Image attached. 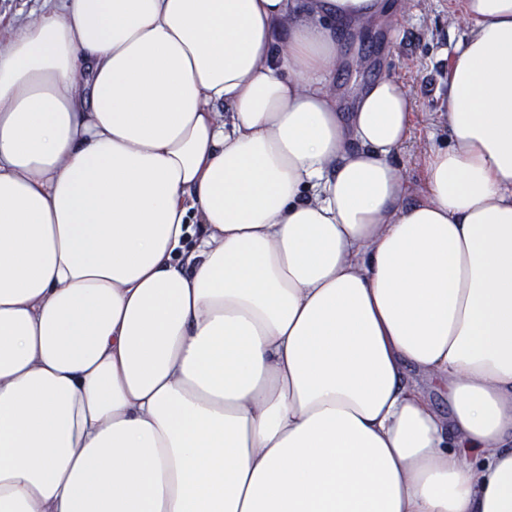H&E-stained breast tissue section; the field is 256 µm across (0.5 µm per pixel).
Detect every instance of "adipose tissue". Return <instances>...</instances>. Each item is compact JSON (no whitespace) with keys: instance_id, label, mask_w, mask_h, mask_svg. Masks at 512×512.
Returning a JSON list of instances; mask_svg holds the SVG:
<instances>
[{"instance_id":"obj_1","label":"adipose tissue","mask_w":512,"mask_h":512,"mask_svg":"<svg viewBox=\"0 0 512 512\" xmlns=\"http://www.w3.org/2000/svg\"><path fill=\"white\" fill-rule=\"evenodd\" d=\"M386 0H42L0 41V512H512V0L428 197ZM448 400L437 411L429 390Z\"/></svg>"}]
</instances>
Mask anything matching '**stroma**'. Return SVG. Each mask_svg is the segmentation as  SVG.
Returning a JSON list of instances; mask_svg holds the SVG:
<instances>
[{
    "mask_svg": "<svg viewBox=\"0 0 512 512\" xmlns=\"http://www.w3.org/2000/svg\"><path fill=\"white\" fill-rule=\"evenodd\" d=\"M471 29L460 0H391L384 15L355 27L340 50L332 85L345 105L353 104L362 84L380 75L399 78L409 93V138L396 156L408 203L428 196L425 157L433 141L448 137L442 117L448 75L455 48Z\"/></svg>",
    "mask_w": 512,
    "mask_h": 512,
    "instance_id": "1",
    "label": "stroma"
}]
</instances>
